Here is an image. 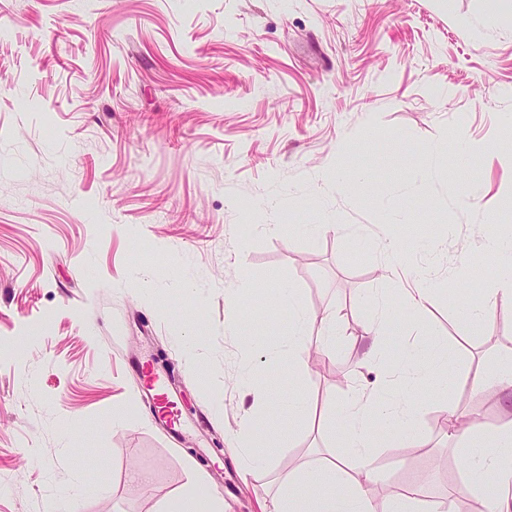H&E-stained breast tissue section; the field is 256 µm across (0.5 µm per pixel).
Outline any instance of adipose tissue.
Segmentation results:
<instances>
[{
    "label": "adipose tissue",
    "instance_id": "ef3b65f1",
    "mask_svg": "<svg viewBox=\"0 0 512 512\" xmlns=\"http://www.w3.org/2000/svg\"><path fill=\"white\" fill-rule=\"evenodd\" d=\"M274 294L278 308L287 317L289 352L305 351V340L311 335L318 336L324 347L335 344V323L313 325L290 284L279 282ZM449 298L468 324L479 326L492 316L499 301L512 300V273L504 272L494 287L483 289L479 298L469 299L459 287L450 291ZM390 313L385 298L373 301L364 328L369 341L365 363H389L391 352L386 338L393 324ZM447 365L445 344L432 341L422 354L411 344L400 378L411 387L428 374L433 385L444 392L448 389ZM242 385L255 403L274 410L270 417L250 420L245 437L239 441L238 452L245 468L261 470L277 458L287 433L305 413L306 387L296 382L289 399L283 401L253 378H243ZM447 412L448 435L456 440L467 461L461 492L484 501L486 512H512V497L505 494L512 486V420L489 430L476 422L460 425L461 413L456 405H448ZM371 414L379 419L386 437L403 443L422 438L414 427L416 409L411 402H385L373 389L353 392L337 415L329 419L338 453L281 474L274 512H440L439 505L406 493L373 496L380 472L376 465L378 440L367 425Z\"/></svg>",
    "mask_w": 512,
    "mask_h": 512
}]
</instances>
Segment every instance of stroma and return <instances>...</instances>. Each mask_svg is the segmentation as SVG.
I'll use <instances>...</instances> for the list:
<instances>
[{
  "mask_svg": "<svg viewBox=\"0 0 512 512\" xmlns=\"http://www.w3.org/2000/svg\"><path fill=\"white\" fill-rule=\"evenodd\" d=\"M0 27V512H157L198 478L224 512H270L279 474L329 452L328 401L382 380L362 361L377 225L407 249V287L417 268L491 285L481 237L512 222V0H0ZM431 145L448 175L413 193ZM342 168L372 181L336 185ZM275 278L335 320L332 350L289 354L286 319L256 316ZM395 305L415 345L425 321L446 341L451 384L414 393L424 439H383L375 492L437 502L462 480L445 399L491 429L512 418L474 385L512 350V302L477 328L440 293L418 323ZM244 320L280 363L229 336ZM145 361L180 435L150 410ZM246 370L282 399L303 378L313 415L251 474L231 442Z\"/></svg>",
  "mask_w": 512,
  "mask_h": 512,
  "instance_id": "stroma-1",
  "label": "stroma"
}]
</instances>
